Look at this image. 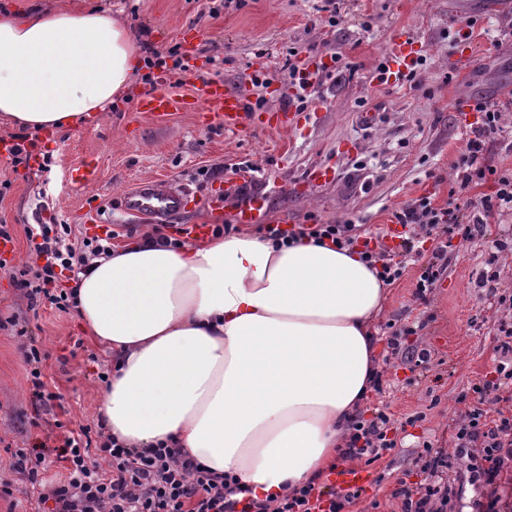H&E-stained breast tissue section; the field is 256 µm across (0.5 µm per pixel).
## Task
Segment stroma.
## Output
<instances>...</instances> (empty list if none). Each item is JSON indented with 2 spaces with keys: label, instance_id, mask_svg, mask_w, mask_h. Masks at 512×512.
Wrapping results in <instances>:
<instances>
[{
  "label": "stroma",
  "instance_id": "1",
  "mask_svg": "<svg viewBox=\"0 0 512 512\" xmlns=\"http://www.w3.org/2000/svg\"><path fill=\"white\" fill-rule=\"evenodd\" d=\"M78 6H105L145 36L159 53L182 47V32L201 30L195 55L149 68L138 77L130 97L113 104L100 125L62 132L46 140L33 135L29 163L13 165L0 157V224L14 227V240L0 268V316L17 317L48 354L45 379L57 396L54 418L32 425L21 340L0 330V512H28L35 492L11 470L20 448L41 451L60 445L64 424L98 430L102 377L112 369L109 349L83 331L75 311L40 307L29 310L16 286V274L33 264L24 225L55 218L71 225L77 237L94 236L82 223L84 206L96 207L103 223L125 244L145 223L125 214L119 196L142 180H155L194 192L196 203L185 215L168 219L169 229L212 224L207 205L212 190L234 182L235 164L253 166V181L265 185L269 221L283 227L316 220L349 221L372 233L394 223L406 204L422 196L447 206L454 185L452 163L464 142L454 107L456 99L482 97L512 101V0H336L335 14L323 0H229L219 17L210 0H68ZM475 19L468 61L449 37L467 19ZM415 39L409 55L417 64L418 85L375 78L388 67V44L398 31ZM332 66L342 55L344 68L314 83L310 103L294 128L272 131L248 121L240 132L219 123L204 124L193 112L152 119L136 112L140 96L161 82L191 89L193 73L203 71L228 82L247 100L263 99L274 111L292 104L288 82L291 53ZM266 73L268 85L253 78ZM330 166L334 182L297 193L310 170ZM97 178L86 186L74 179L88 168ZM487 257L483 242L452 252L447 276L414 298L419 266H409L389 286L376 329L386 323L412 326L405 342L430 350L427 372L379 345L381 386L362 408L364 417L384 410L398 446L372 464L373 483L344 512H401L393 492L398 479L424 484V443L448 461V475L459 469L448 430L450 419L472 409L469 392L491 379L494 329L501 317L478 300L472 283Z\"/></svg>",
  "mask_w": 512,
  "mask_h": 512
}]
</instances>
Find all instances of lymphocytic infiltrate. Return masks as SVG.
<instances>
[{"instance_id": "obj_1", "label": "lymphocytic infiltrate", "mask_w": 512, "mask_h": 512, "mask_svg": "<svg viewBox=\"0 0 512 512\" xmlns=\"http://www.w3.org/2000/svg\"><path fill=\"white\" fill-rule=\"evenodd\" d=\"M474 109L478 117L467 129L454 163L455 183L461 192L487 184L492 191L480 196L472 210L463 211L454 202L437 207L427 196L415 199L397 214L404 232L400 245L389 249L375 245L371 233L347 222L300 224L291 229L263 224L260 233L273 241L308 237L328 239L341 248L362 246L364 260L381 265L380 277L388 286L402 277L409 262L423 261L416 289L420 300L447 274L448 256L455 247L486 238L490 241L488 259L485 267L475 272L477 297L511 310L512 285L503 283L497 264L503 254L512 253V233L494 239L487 236L492 219L512 213V169L491 166L486 159L488 144L502 135L506 126L498 105L478 99ZM25 234L31 253L42 263L21 269L17 286L34 311L46 305L61 311L71 309L75 293L59 287L62 272L82 273L91 258L112 250L107 236L89 237L82 246H75L67 224H29ZM425 240L432 243L427 254L419 248ZM16 334L23 339L31 403L40 417L50 413L56 398L44 380L47 355L27 328L17 329ZM494 342L499 356L495 382L475 386L476 407L449 425L456 457L462 464L458 481L445 478L442 454L428 455L427 483L416 490L402 484L395 491L403 499L404 512H504L499 490L503 476L512 474V415L500 411L489 416L483 404L490 391L512 387L511 322L498 325ZM389 422L383 412L370 420L356 416L344 455L379 460L384 451L395 446L387 437ZM101 452L112 462L111 474L96 468L95 458ZM56 458L62 471L49 479L44 455L22 449L13 455L12 469L38 491L34 512H343L357 497L353 491L326 493L310 482L273 503L233 477L216 476L168 446L137 450L105 435L92 438L85 426L65 435Z\"/></svg>"}]
</instances>
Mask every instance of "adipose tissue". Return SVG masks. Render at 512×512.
<instances>
[{"mask_svg":"<svg viewBox=\"0 0 512 512\" xmlns=\"http://www.w3.org/2000/svg\"><path fill=\"white\" fill-rule=\"evenodd\" d=\"M143 66L110 9L0 11V120L14 127L95 123ZM386 295L357 251L329 242L145 237L90 261L75 310L112 353L99 405L111 437L165 443L276 496L337 461L380 368L373 323Z\"/></svg>","mask_w":512,"mask_h":512,"instance_id":"obj_1","label":"adipose tissue"}]
</instances>
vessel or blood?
Instances as JSON below:
<instances>
[{
    "label": "vessel or blood",
    "mask_w": 512,
    "mask_h": 512,
    "mask_svg": "<svg viewBox=\"0 0 512 512\" xmlns=\"http://www.w3.org/2000/svg\"><path fill=\"white\" fill-rule=\"evenodd\" d=\"M135 109L158 119L176 112H205L213 120L223 123L226 130L234 132L241 126L249 106L247 100L224 81L198 73L194 76L190 94L157 90L139 99ZM188 199L186 191L165 189L156 181L145 180L123 196L122 206L132 215L164 221L184 212ZM265 218L266 201L260 196L238 201L233 209V220L238 224H260ZM373 478L372 471L367 468L345 466L336 469L330 481L340 489H359L370 484Z\"/></svg>",
    "instance_id": "b4317fda"
}]
</instances>
